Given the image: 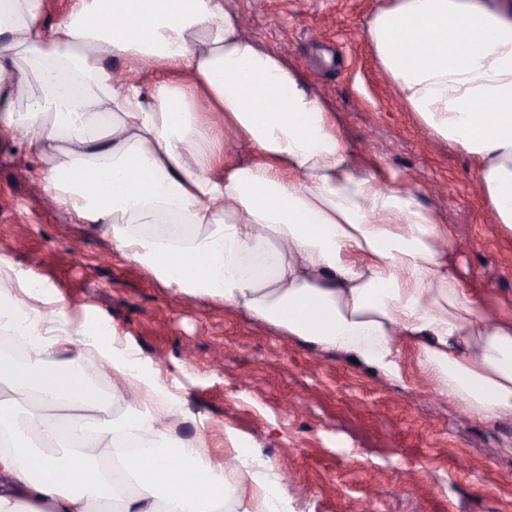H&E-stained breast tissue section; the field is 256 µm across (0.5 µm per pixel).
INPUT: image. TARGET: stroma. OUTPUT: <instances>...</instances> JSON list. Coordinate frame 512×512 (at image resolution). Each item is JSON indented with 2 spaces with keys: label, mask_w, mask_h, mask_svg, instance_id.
<instances>
[{
  "label": "stroma",
  "mask_w": 512,
  "mask_h": 512,
  "mask_svg": "<svg viewBox=\"0 0 512 512\" xmlns=\"http://www.w3.org/2000/svg\"><path fill=\"white\" fill-rule=\"evenodd\" d=\"M387 0H226L252 16L336 112L366 169L411 186L453 240V263L480 302L512 314V232L491 223L467 155L399 99L367 41ZM41 164L0 134V259L64 298L73 322L97 320L183 401L178 433L204 432L213 456L239 447L271 462L286 512H512V420L471 419L431 388L415 352L394 381L320 352L223 305L177 295L123 260L103 230L46 207ZM79 242L71 253V242Z\"/></svg>",
  "instance_id": "1"
}]
</instances>
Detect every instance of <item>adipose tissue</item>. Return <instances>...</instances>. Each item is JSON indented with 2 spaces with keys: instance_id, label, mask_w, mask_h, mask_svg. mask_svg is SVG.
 <instances>
[{
  "instance_id": "ef3b65f1",
  "label": "adipose tissue",
  "mask_w": 512,
  "mask_h": 512,
  "mask_svg": "<svg viewBox=\"0 0 512 512\" xmlns=\"http://www.w3.org/2000/svg\"><path fill=\"white\" fill-rule=\"evenodd\" d=\"M0 0V132L55 208L102 224L164 287L221 303L400 379L414 347L473 419H512V316L462 285L452 238L405 184L364 171L334 112L224 0ZM367 38L398 97L473 162L512 231V13L490 0H392ZM163 73L145 87L143 71ZM250 146L247 160L213 137ZM0 266V512H283L271 463L236 470L174 426L179 399L114 335ZM108 375L107 389L97 376ZM141 452H125L128 441Z\"/></svg>"
}]
</instances>
